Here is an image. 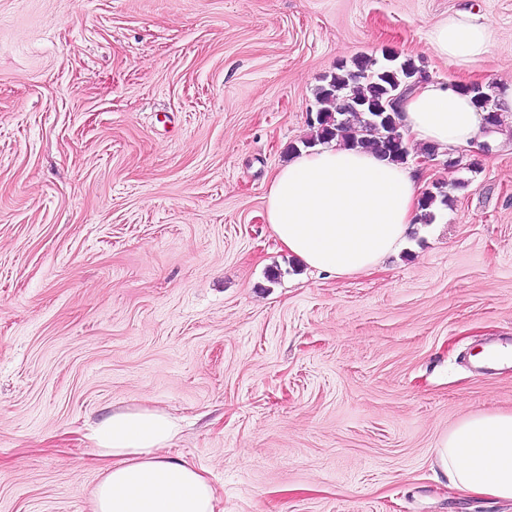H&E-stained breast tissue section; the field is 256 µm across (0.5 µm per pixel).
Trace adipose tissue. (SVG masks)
Here are the masks:
<instances>
[{
	"label": "adipose tissue",
	"instance_id": "obj_1",
	"mask_svg": "<svg viewBox=\"0 0 512 512\" xmlns=\"http://www.w3.org/2000/svg\"><path fill=\"white\" fill-rule=\"evenodd\" d=\"M487 24L459 15L436 24L429 44L464 70L489 51ZM400 131L413 143L450 150L484 141L485 114L470 95L440 79L402 96ZM414 159L396 163L332 143L291 158L272 176L266 220L282 249L331 278L376 270L419 223ZM177 419L156 409H116L92 438L108 464L93 491V512H214L208 480L169 454ZM436 464L454 490L512 500V412L460 419L436 447Z\"/></svg>",
	"mask_w": 512,
	"mask_h": 512
}]
</instances>
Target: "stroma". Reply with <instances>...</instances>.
Wrapping results in <instances>:
<instances>
[{
    "label": "stroma",
    "mask_w": 512,
    "mask_h": 512,
    "mask_svg": "<svg viewBox=\"0 0 512 512\" xmlns=\"http://www.w3.org/2000/svg\"><path fill=\"white\" fill-rule=\"evenodd\" d=\"M490 25L469 72L428 34ZM481 83L512 131V0H0V512H92V424L159 409L216 512H512L436 478L512 412V138L421 184L452 202L383 269L303 268L265 218L337 65ZM278 279H269L270 270Z\"/></svg>",
    "instance_id": "obj_1"
}]
</instances>
